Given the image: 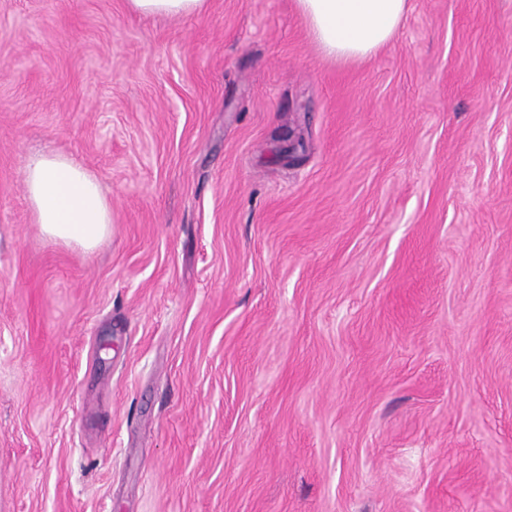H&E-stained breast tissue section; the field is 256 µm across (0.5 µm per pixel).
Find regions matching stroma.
Instances as JSON below:
<instances>
[{
	"mask_svg": "<svg viewBox=\"0 0 512 512\" xmlns=\"http://www.w3.org/2000/svg\"><path fill=\"white\" fill-rule=\"evenodd\" d=\"M0 512H512V0L346 66L294 0H0ZM129 9L142 16L191 17L201 14L208 0H127ZM24 184L35 223L48 238L90 250L110 234L112 204L75 158L52 151L30 156Z\"/></svg>",
	"mask_w": 512,
	"mask_h": 512,
	"instance_id": "35a3bbf8",
	"label": "stroma"
}]
</instances>
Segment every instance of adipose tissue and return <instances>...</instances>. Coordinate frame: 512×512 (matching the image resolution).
<instances>
[{"instance_id": "1", "label": "adipose tissue", "mask_w": 512, "mask_h": 512, "mask_svg": "<svg viewBox=\"0 0 512 512\" xmlns=\"http://www.w3.org/2000/svg\"><path fill=\"white\" fill-rule=\"evenodd\" d=\"M320 54L337 64L364 61L398 34L409 0H295ZM25 189L35 221L48 238L89 250L111 232L112 205L75 158L57 152L30 156Z\"/></svg>"}]
</instances>
